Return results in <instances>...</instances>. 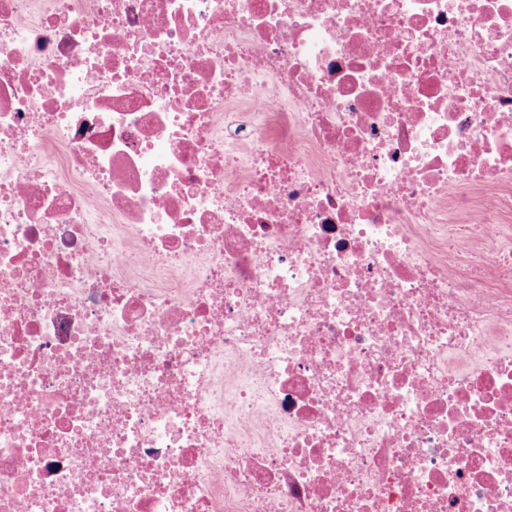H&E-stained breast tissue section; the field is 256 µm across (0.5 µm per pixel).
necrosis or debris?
<instances>
[{"instance_id": "4bbe7bcc", "label": "necrosis or debris", "mask_w": 512, "mask_h": 512, "mask_svg": "<svg viewBox=\"0 0 512 512\" xmlns=\"http://www.w3.org/2000/svg\"><path fill=\"white\" fill-rule=\"evenodd\" d=\"M0 512H512V0H0Z\"/></svg>"}]
</instances>
